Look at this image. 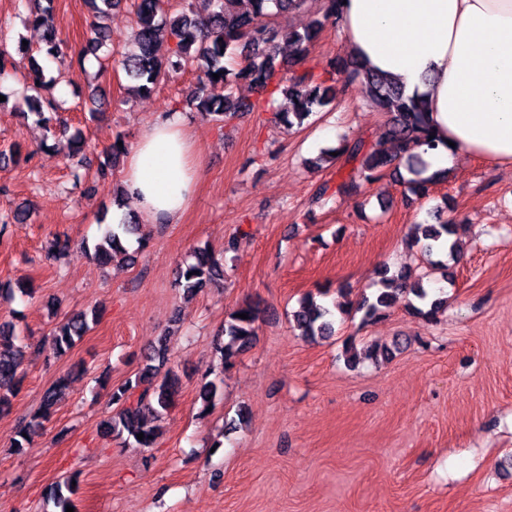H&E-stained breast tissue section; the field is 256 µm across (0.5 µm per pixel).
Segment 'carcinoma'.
<instances>
[{"label": "carcinoma", "instance_id": "carcinoma-1", "mask_svg": "<svg viewBox=\"0 0 512 512\" xmlns=\"http://www.w3.org/2000/svg\"><path fill=\"white\" fill-rule=\"evenodd\" d=\"M27 9L26 22L43 29L45 52L54 60H64L62 40L54 25V0H24ZM212 8L206 14L207 34H198L201 17L192 11V0L176 13L166 8L165 0H133L135 15L134 41L136 51L117 59L119 67L134 85L128 93L142 96L153 92L160 78L183 72L192 66L198 71L197 83L191 89L189 105L204 119L222 123L238 112L250 108L235 96L234 85L244 82L260 93L270 96L277 92L288 95L289 107L275 113V119L284 127H302L312 115L326 111L336 98V85L315 78L307 70L297 69L299 61L305 59L310 47L320 32L336 24L341 0H249L247 11L238 9L239 0H211ZM93 20L89 25V37L80 54H97L108 40L104 20L112 10L127 4V0H85ZM301 12L310 15L309 21L299 29L284 32L271 24V16L278 12ZM173 42L170 54L158 57V46L162 41ZM285 41L293 47L291 63L296 68L284 70L279 60V45ZM29 60L30 72L20 73L24 87L22 104L24 117L34 114L46 132L65 135L70 127L63 123L50 126L51 118L45 116L43 106L58 111L54 95V81L46 79L44 68L33 55L31 46L17 44L11 50L7 42L0 41V79L9 76L7 65H15L14 56ZM335 70L344 85L358 84L364 91V100L390 117L378 140L391 142L396 151L389 156L382 150L367 147L356 139L346 140L339 148L346 162L353 164L350 177L336 187V193L350 196L357 192L359 181L374 183L384 172L393 167L404 169L401 176L407 191L422 196L428 186L447 179V172L439 171L426 175V164L422 156L413 152L417 143L433 149L436 139L430 138L432 131L427 118L426 103L405 94L404 89L378 74L367 70L356 57L336 60ZM219 79H214V75ZM122 137H114L112 144L103 153L104 160L98 165V174L119 165L127 155L128 146H118ZM419 234L412 243L421 247L427 256L448 247V255L456 256V241L460 226L446 221L436 224H418ZM137 244V250H144L149 238L143 231V224L135 217L123 219L118 224L106 225L104 234L92 245V256L104 263L118 254L132 258L127 243ZM224 281V265L206 250L194 251L193 260L179 267L177 284L185 292L198 294ZM381 288L363 296L356 302V308L340 306L342 314L349 315L356 310L362 313L366 322L382 318L387 310L402 299H407L409 310L427 320L434 321L444 298L431 292L419 279H411V271L402 268L396 273L389 269L381 272ZM246 313L242 319L239 314ZM262 313L261 303L245 301L230 314L224 322V345L221 354L224 370L230 371L237 365L239 355L248 349L256 336V323ZM100 317V310L91 307L78 311L59 322L52 332V350L57 358L69 353L91 330ZM292 320L301 336L309 339H327L335 335L336 329L330 309L317 303L311 294L305 295L293 311ZM25 358V349L18 344L15 327L0 326V416L10 413V399L15 396L21 384L20 368ZM81 371L76 366L70 372L58 376L47 388L34 414L18 422L12 440L14 451L20 453L30 443L31 436L49 422L56 411L58 402L69 387L72 376ZM103 386L109 388V403L114 405L112 414L100 423V430L115 439H135L140 448H153L160 436L159 421L174 405L181 389L178 372L171 366L168 339L161 336L143 356V365L135 381L112 387L110 377L104 376ZM220 386L214 382L204 383L199 390L200 413L205 416L215 406ZM144 438L137 439V434ZM75 488L71 482L57 483L51 487L49 500L55 512H66V507H76L72 495Z\"/></svg>", "mask_w": 512, "mask_h": 512}]
</instances>
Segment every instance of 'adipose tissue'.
<instances>
[{"instance_id":"ef3b65f1","label":"adipose tissue","mask_w":512,"mask_h":512,"mask_svg":"<svg viewBox=\"0 0 512 512\" xmlns=\"http://www.w3.org/2000/svg\"><path fill=\"white\" fill-rule=\"evenodd\" d=\"M338 33L371 70L423 98L438 136L427 159L469 156L512 171V0H347ZM183 113L142 132L122 180L151 221H174L203 178Z\"/></svg>"}]
</instances>
